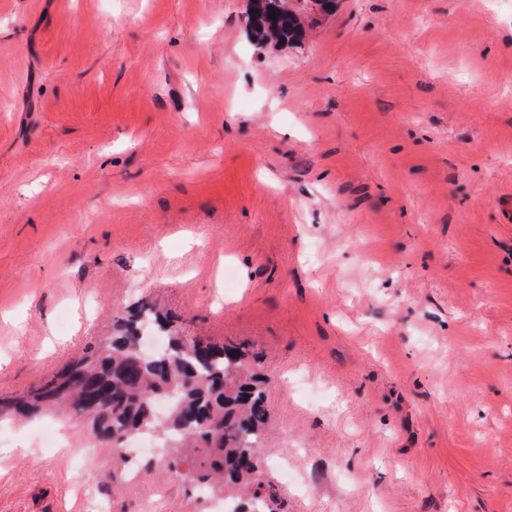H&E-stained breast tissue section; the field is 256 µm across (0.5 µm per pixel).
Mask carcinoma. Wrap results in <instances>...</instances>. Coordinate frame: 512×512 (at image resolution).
I'll list each match as a JSON object with an SVG mask.
<instances>
[{
	"instance_id": "cac0c4a2",
	"label": "carcinoma",
	"mask_w": 512,
	"mask_h": 512,
	"mask_svg": "<svg viewBox=\"0 0 512 512\" xmlns=\"http://www.w3.org/2000/svg\"><path fill=\"white\" fill-rule=\"evenodd\" d=\"M246 12L254 48L275 38L301 43L306 22L300 13L336 8V0H254ZM275 12L276 19L268 18ZM150 325L167 337V346L149 361L135 352V340ZM244 347L220 345L169 328L166 318L144 308L117 320L112 334L92 344L50 380L26 394L0 398V416L35 418L60 412L83 420L89 440L110 444L123 458L122 438L154 433L162 452L155 467L178 472L189 459L204 467L186 470L184 479L198 480L210 496H224L231 512H276L277 499L255 457L241 463L247 450H260L268 422L264 380L250 368Z\"/></svg>"
}]
</instances>
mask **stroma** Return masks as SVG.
Returning a JSON list of instances; mask_svg holds the SVG:
<instances>
[{
	"label": "stroma",
	"mask_w": 512,
	"mask_h": 512,
	"mask_svg": "<svg viewBox=\"0 0 512 512\" xmlns=\"http://www.w3.org/2000/svg\"><path fill=\"white\" fill-rule=\"evenodd\" d=\"M0 0V395L145 306L267 381L280 512H512V0ZM0 419V512H214ZM256 4L252 10L247 9L246 26L250 30L254 48L260 50L259 45L270 38L276 41L283 40L288 45L300 44L305 35L306 28L319 23L313 19L306 25L301 12L326 11L328 15L336 8V0H295L296 4L288 5L286 0H252ZM301 2V5H298ZM332 8L329 12L328 9ZM275 10L276 20L268 18V13Z\"/></svg>",
	"instance_id": "1"
}]
</instances>
